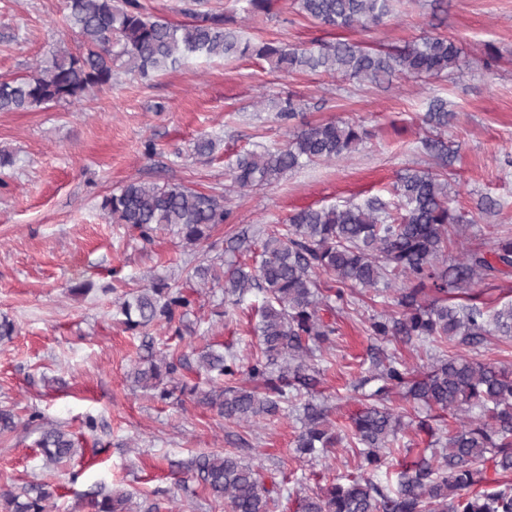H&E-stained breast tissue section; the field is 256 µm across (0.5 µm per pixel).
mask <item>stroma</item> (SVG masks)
<instances>
[{
	"label": "stroma",
	"mask_w": 512,
	"mask_h": 512,
	"mask_svg": "<svg viewBox=\"0 0 512 512\" xmlns=\"http://www.w3.org/2000/svg\"><path fill=\"white\" fill-rule=\"evenodd\" d=\"M140 2L146 13L173 23L220 11L243 37L291 45L342 39L400 47L424 35L451 36L462 49L461 64L421 80L399 75L385 88L285 73L265 60L200 58L146 79L117 72L110 87L79 103L0 112V151L14 159L0 170V315L16 326L12 339L0 342V406L22 417L38 410L44 423L72 431L84 448L64 468H47L37 432L0 436V485H56L53 512H82L102 488L132 493L160 512H224L207 492L181 490L173 464L227 449L276 478L282 495L275 512H297L300 498L336 480L366 475L393 484L397 459L430 456L454 428L453 418L396 388L389 405L404 423L399 455L382 452L368 472L344 441L324 457L299 460L298 412L230 423L191 396L162 400L130 377L147 339L155 350L191 359L209 344L242 358L255 354L258 292L232 306L223 304L222 288H191L196 306L179 336L163 326L127 331L116 300L156 277L184 282L186 267L199 261L248 260L249 252L234 248L237 234H259L294 210L388 197L398 175L435 165L421 144L435 97L448 102L447 173L455 207L475 219L470 245L512 235V0H397L393 14L368 31L320 26L296 0H273L268 13L254 17L243 13L244 0ZM63 10L64 0H0V80L28 74L58 44L77 49L76 34L62 25ZM287 94L305 104L292 119L258 104L260 97ZM329 120L358 122L369 137L349 158L305 165L260 190L230 192L227 165L237 155L279 146L289 133ZM203 133L219 145L210 160L192 151ZM148 142L154 154L145 153ZM132 181L229 193L235 218L194 247L166 230L144 240L100 209L105 196ZM393 309L392 297L355 290L336 319L337 332L318 362V397L337 432L379 387L380 353L417 373L454 351L371 335V318Z\"/></svg>",
	"instance_id": "35a3bbf8"
}]
</instances>
